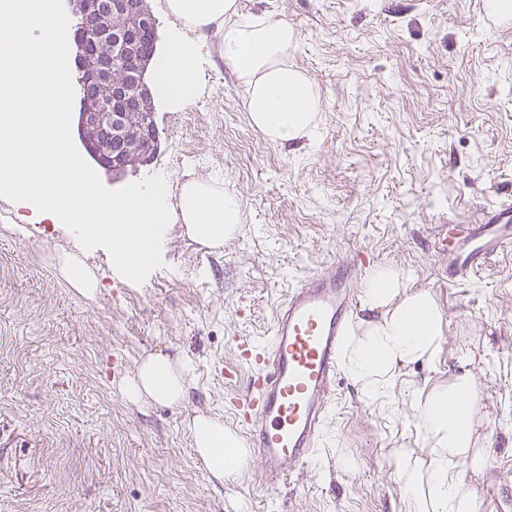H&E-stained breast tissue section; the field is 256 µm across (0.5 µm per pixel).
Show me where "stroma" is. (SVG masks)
<instances>
[{
  "label": "stroma",
  "instance_id": "obj_1",
  "mask_svg": "<svg viewBox=\"0 0 512 512\" xmlns=\"http://www.w3.org/2000/svg\"><path fill=\"white\" fill-rule=\"evenodd\" d=\"M241 13L295 30L288 64L319 94L316 141L271 142L250 122L247 91L212 33L184 105L154 104L158 148L111 189L165 176L221 178L241 231L207 248L173 224L163 265L143 283L112 275L108 251L81 250L64 228L17 229L0 198V512H409L395 451L430 459L418 407L469 373L481 396V473L466 489L512 493V253L449 283L442 224H472L512 203V25L485 0H238ZM77 255L103 283L79 293L60 261ZM363 276L391 264L430 291L441 337L431 362L401 368L389 392L360 396L346 374L312 464L270 493L257 458L217 484L198 458L194 417L232 428L225 404L235 340L268 343L287 290L338 261ZM153 353L188 357L178 406L121 392Z\"/></svg>",
  "mask_w": 512,
  "mask_h": 512
}]
</instances>
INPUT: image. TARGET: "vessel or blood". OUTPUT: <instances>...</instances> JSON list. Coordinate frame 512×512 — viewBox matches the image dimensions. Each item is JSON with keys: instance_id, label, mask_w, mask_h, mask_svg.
Returning a JSON list of instances; mask_svg holds the SVG:
<instances>
[{"instance_id": "1", "label": "vessel or blood", "mask_w": 512, "mask_h": 512, "mask_svg": "<svg viewBox=\"0 0 512 512\" xmlns=\"http://www.w3.org/2000/svg\"><path fill=\"white\" fill-rule=\"evenodd\" d=\"M440 244L452 256L449 282L461 281L512 252V208L487 213L477 224L448 225ZM360 275L345 262L329 265L289 289L274 311L269 344H237L254 372L230 405L267 491H279L306 472L318 449Z\"/></svg>"}]
</instances>
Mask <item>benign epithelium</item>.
Segmentation results:
<instances>
[{
    "label": "benign epithelium",
    "instance_id": "benign-epithelium-1",
    "mask_svg": "<svg viewBox=\"0 0 512 512\" xmlns=\"http://www.w3.org/2000/svg\"><path fill=\"white\" fill-rule=\"evenodd\" d=\"M79 17L72 41L78 50L83 69L92 74L94 92L82 98L78 113V135L91 159L106 171L127 167L108 159L97 149L100 137L112 139L123 156L134 159L143 151L142 139L130 134L126 115L132 101L125 79L113 77L123 63L129 76L137 77L138 91L147 87L137 57L131 54V41L136 30L153 25V17L144 0H69Z\"/></svg>",
    "mask_w": 512,
    "mask_h": 512
}]
</instances>
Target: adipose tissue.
Masks as SVG:
<instances>
[{
  "mask_svg": "<svg viewBox=\"0 0 512 512\" xmlns=\"http://www.w3.org/2000/svg\"><path fill=\"white\" fill-rule=\"evenodd\" d=\"M166 11L174 23L152 58L150 71L159 100L173 105L191 100L202 47L188 42L183 32L209 31L218 38L220 60L247 88L249 118L257 129L279 144L316 136L318 94L302 73L286 63L295 42L288 22L240 14L237 0H166ZM362 305L380 317L360 331L348 332L341 362L358 390L374 399L391 385L401 367L434 358L441 314L429 291L410 288L407 276L391 265L373 272L363 290ZM188 387L185 367L156 354L141 361L122 392L136 405L177 406ZM478 400L474 382L466 373L456 376L447 389L432 390L423 399L419 417L420 428L430 439L429 468L409 467L408 449L397 451L403 492L422 512H479L478 499L464 489L454 472L461 459L468 460L472 472L485 467L484 456L472 451L479 438ZM192 434L202 463L216 480L230 478L245 464L247 449L220 420L197 416Z\"/></svg>",
  "mask_w": 512,
  "mask_h": 512,
  "instance_id": "1",
  "label": "adipose tissue"
}]
</instances>
